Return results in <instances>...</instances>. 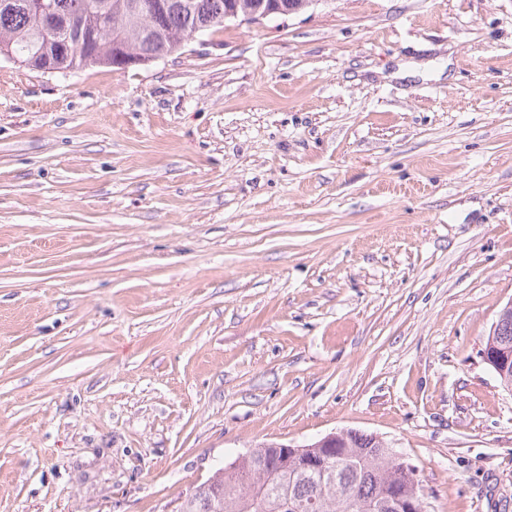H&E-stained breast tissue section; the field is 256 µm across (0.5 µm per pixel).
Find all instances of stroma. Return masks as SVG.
<instances>
[{
	"mask_svg": "<svg viewBox=\"0 0 512 512\" xmlns=\"http://www.w3.org/2000/svg\"><path fill=\"white\" fill-rule=\"evenodd\" d=\"M512 0H315L125 70L0 58V512H171L353 429L512 512ZM512 335V301L500 313L487 345L480 351V358L499 377L503 387L512 392V344L497 336ZM511 363V374L509 371Z\"/></svg>",
	"mask_w": 512,
	"mask_h": 512,
	"instance_id": "stroma-1",
	"label": "stroma"
}]
</instances>
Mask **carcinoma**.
<instances>
[{"label": "carcinoma", "instance_id": "1", "mask_svg": "<svg viewBox=\"0 0 512 512\" xmlns=\"http://www.w3.org/2000/svg\"><path fill=\"white\" fill-rule=\"evenodd\" d=\"M0 55L8 52L21 65L41 70L47 64L45 48L52 39L27 0H0ZM244 12L252 0H184L188 7H170L156 21H148L128 11L125 0H46L60 14L61 20L80 15L94 24L97 16L108 12L112 26L98 34L99 41L88 50L64 55V67L78 69L87 64L116 67L117 42L129 53L145 59L170 55L181 50L184 40L195 31L219 29L217 17L224 14L228 2ZM366 442L353 434L351 448L338 449L339 464L325 471L297 472L294 461L279 458L277 474L265 476L261 459L272 452L257 448L249 456L235 460L231 470L215 472L201 483L181 504V512H375L381 493L397 487L404 494L423 498L421 480L412 466H403L390 448L378 445L357 448Z\"/></svg>", "mask_w": 512, "mask_h": 512}]
</instances>
